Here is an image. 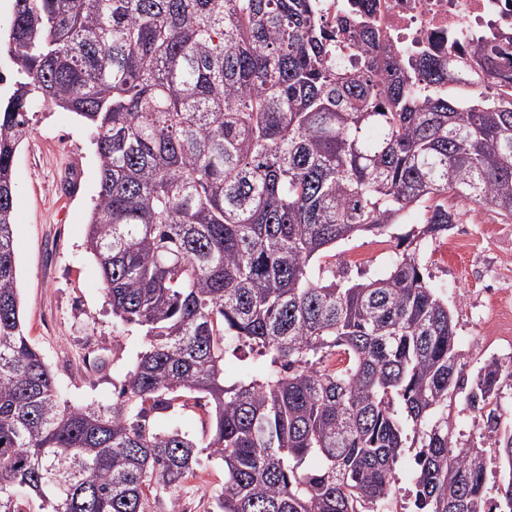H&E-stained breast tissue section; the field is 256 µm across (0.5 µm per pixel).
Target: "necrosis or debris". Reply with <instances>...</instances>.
<instances>
[{"mask_svg":"<svg viewBox=\"0 0 512 512\" xmlns=\"http://www.w3.org/2000/svg\"><path fill=\"white\" fill-rule=\"evenodd\" d=\"M373 19L381 36L403 50L438 53L442 44L461 47L495 42L492 66L512 77V0H375Z\"/></svg>","mask_w":512,"mask_h":512,"instance_id":"necrosis-or-debris-1","label":"necrosis or debris"}]
</instances>
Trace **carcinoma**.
Wrapping results in <instances>:
<instances>
[{"label":"carcinoma","mask_w":512,"mask_h":512,"mask_svg":"<svg viewBox=\"0 0 512 512\" xmlns=\"http://www.w3.org/2000/svg\"><path fill=\"white\" fill-rule=\"evenodd\" d=\"M357 43L351 60L335 55ZM496 46L397 52L370 11L322 21L314 0H13L0 35V512H150L220 463L216 512H512V428L495 360L459 376L451 310L419 247L461 199L512 221V90ZM74 113L99 163L87 248L117 321L143 332L107 405L61 399L24 332L13 164L32 103ZM395 224L385 274L324 258ZM229 343L256 354L230 379ZM459 397L485 448L453 440ZM204 403L198 433L169 419Z\"/></svg>","instance_id":"1"}]
</instances>
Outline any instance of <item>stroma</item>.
Listing matches in <instances>:
<instances>
[{
    "mask_svg": "<svg viewBox=\"0 0 512 512\" xmlns=\"http://www.w3.org/2000/svg\"><path fill=\"white\" fill-rule=\"evenodd\" d=\"M33 110L32 133L14 161L24 329L64 398L105 405L145 339L113 318L100 269L86 248V219L99 179L90 132L72 113L39 103ZM449 235L453 247L427 243L421 263L454 313L457 346L466 356L461 374L470 382L486 360L512 366V332L487 333L493 314L512 311V223L480 207ZM392 255L386 236L370 234L338 244L327 263L350 278H368L385 271ZM223 481V468L202 460L179 492L183 512H209L210 492Z\"/></svg>",
    "mask_w": 512,
    "mask_h": 512,
    "instance_id": "35a3bbf8",
    "label": "stroma"
}]
</instances>
